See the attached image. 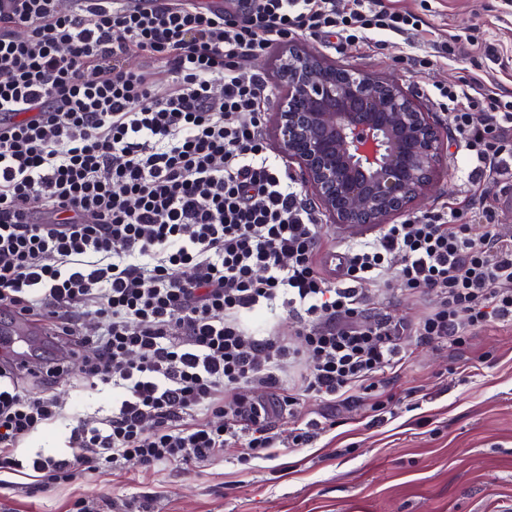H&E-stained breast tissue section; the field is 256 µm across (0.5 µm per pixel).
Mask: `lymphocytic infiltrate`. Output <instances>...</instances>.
Listing matches in <instances>:
<instances>
[{
  "mask_svg": "<svg viewBox=\"0 0 512 512\" xmlns=\"http://www.w3.org/2000/svg\"><path fill=\"white\" fill-rule=\"evenodd\" d=\"M423 25L387 0H0V308L48 321L89 385L123 392L111 416L76 419L69 453L25 463L20 444L63 404L0 367V481L189 469L230 444L266 458L310 441L272 428L307 400L386 409L410 339L457 348L512 326V238L490 191L512 178V100L496 87L438 89L466 103L448 122L487 191L338 246L332 272L319 212L269 153L253 60L297 35L344 46ZM383 285L431 306L414 322L370 312ZM279 304L295 336L245 324Z\"/></svg>",
  "mask_w": 512,
  "mask_h": 512,
  "instance_id": "obj_1",
  "label": "lymphocytic infiltrate"
}]
</instances>
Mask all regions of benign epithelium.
<instances>
[{"mask_svg":"<svg viewBox=\"0 0 512 512\" xmlns=\"http://www.w3.org/2000/svg\"><path fill=\"white\" fill-rule=\"evenodd\" d=\"M282 77L281 151L336 223L380 227L427 195L444 141L414 98L299 51L285 59Z\"/></svg>","mask_w":512,"mask_h":512,"instance_id":"7a95c632","label":"benign epithelium"}]
</instances>
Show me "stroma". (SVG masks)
Here are the masks:
<instances>
[{"label": "stroma", "instance_id": "1", "mask_svg": "<svg viewBox=\"0 0 512 512\" xmlns=\"http://www.w3.org/2000/svg\"><path fill=\"white\" fill-rule=\"evenodd\" d=\"M418 13L436 34L470 28L477 45L461 44L432 70L419 66L437 43L398 59L393 50L353 45L339 50L294 37L328 62L388 78L432 112L444 154L430 195L414 212L464 206L476 188L457 153L434 84L471 78L512 94V0H393ZM411 356L389 377L394 400L377 419L358 401L315 403L307 412L323 428L311 445L243 464L238 445L188 471L161 464L143 473L103 468L77 484L44 487L18 475L0 486V512H69L75 500L93 512H512V327L476 333L462 347L411 343ZM77 369L51 386L66 410L103 418L118 393L81 386Z\"/></svg>", "mask_w": 512, "mask_h": 512}]
</instances>
